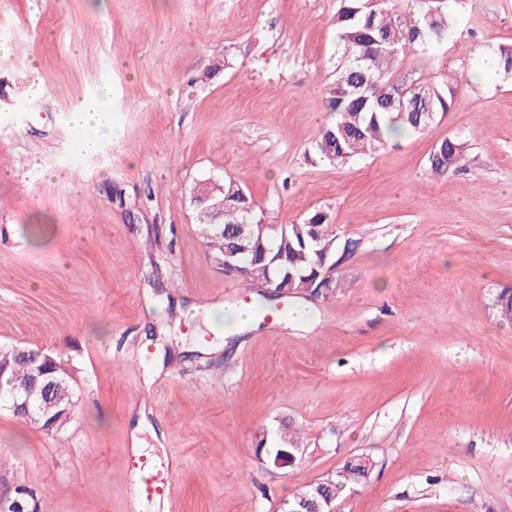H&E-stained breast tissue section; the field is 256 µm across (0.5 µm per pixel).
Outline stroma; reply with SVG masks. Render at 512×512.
Wrapping results in <instances>:
<instances>
[{
    "label": "stroma",
    "mask_w": 512,
    "mask_h": 512,
    "mask_svg": "<svg viewBox=\"0 0 512 512\" xmlns=\"http://www.w3.org/2000/svg\"><path fill=\"white\" fill-rule=\"evenodd\" d=\"M339 0H0V344L60 358L70 423L0 411V503L128 512L122 450L175 469L177 512H285L298 490L369 458L337 512H512V0H464L415 74L459 77L448 112L334 165ZM108 87L120 133L91 156L68 121ZM462 166L431 170L445 138ZM249 189L266 224L328 214L354 241L331 298L296 321L205 245L191 190ZM248 308L254 329H207ZM295 461L274 466L285 428Z\"/></svg>",
    "instance_id": "35a3bbf8"
}]
</instances>
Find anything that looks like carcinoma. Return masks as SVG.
<instances>
[{"label":"carcinoma","instance_id":"carcinoma-1","mask_svg":"<svg viewBox=\"0 0 512 512\" xmlns=\"http://www.w3.org/2000/svg\"><path fill=\"white\" fill-rule=\"evenodd\" d=\"M414 0H341L332 19L336 29L335 79L327 97L328 111L335 120L327 125L317 142V150L331 163L344 164L352 158L369 156L379 151L384 141L398 132H422L432 120L420 112H399L389 104L405 96L431 105L433 112L445 113L451 106L458 78L449 79L440 72L415 76L404 69L412 53H433L455 26L462 0H428L429 7L416 13ZM241 185L232 179L212 184L217 200L237 194ZM259 205L249 191L243 202L224 205V223L214 224L200 215L202 234L207 247L220 258L236 240L253 246L251 224L260 221ZM336 231L323 212L309 217V222L288 224L265 235L263 244L268 259L262 261L251 252L237 256L247 266L244 281L259 285V306L267 305L266 289L280 287L287 272L296 275L294 288L309 287L315 261L336 255ZM285 253L276 263L271 258ZM45 352L38 347L0 346V366L6 369L0 385L11 390L23 384L41 363ZM54 379L61 389L52 397H37L34 409L48 411L55 418L53 430L64 428L71 420L77 402L75 380L66 366H61ZM366 478L362 468L349 465L333 476V490Z\"/></svg>","mask_w":512,"mask_h":512}]
</instances>
